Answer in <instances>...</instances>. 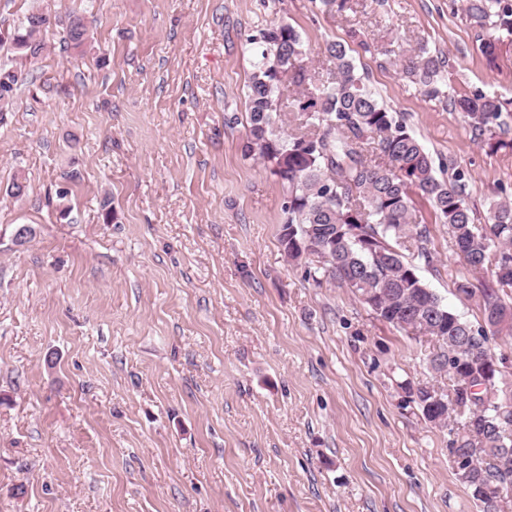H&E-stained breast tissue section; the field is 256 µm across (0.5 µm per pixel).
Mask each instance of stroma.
I'll return each instance as SVG.
<instances>
[{"label":"stroma","instance_id":"stroma-1","mask_svg":"<svg viewBox=\"0 0 512 512\" xmlns=\"http://www.w3.org/2000/svg\"><path fill=\"white\" fill-rule=\"evenodd\" d=\"M463 0H0V32L52 14L45 49H0L28 82L0 123V512H480L450 435L404 381L447 387L435 343L383 322L280 243L288 186L244 158L248 36L292 25L310 75L348 45L379 102L471 175L470 206L512 201V41ZM92 12L88 46L63 47ZM496 40V61L476 48ZM442 61L428 98L377 50ZM494 94L511 145L490 151L451 97ZM25 176L26 195L5 189ZM418 274L457 293L464 262L429 205ZM33 236L15 244L16 226Z\"/></svg>","mask_w":512,"mask_h":512}]
</instances>
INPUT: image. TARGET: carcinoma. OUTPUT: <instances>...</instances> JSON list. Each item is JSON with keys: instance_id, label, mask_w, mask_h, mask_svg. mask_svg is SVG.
<instances>
[{"instance_id": "1", "label": "carcinoma", "mask_w": 512, "mask_h": 512, "mask_svg": "<svg viewBox=\"0 0 512 512\" xmlns=\"http://www.w3.org/2000/svg\"><path fill=\"white\" fill-rule=\"evenodd\" d=\"M464 11L473 24L490 25L512 36V0H465ZM50 22L38 13L28 15L22 27L4 37L16 53L38 58L45 44L42 31ZM64 42L85 51L87 21L73 16ZM257 46L258 60L247 86L248 135L246 156L270 164L288 183V200L280 235L289 259L309 256L320 266L312 279L325 278L349 289L384 322L404 331L423 329L442 337L438 349L462 354L467 365L446 361L447 375L458 397L454 416L442 411L438 426L451 429V457L470 447L465 422L476 415L481 422V458L470 473H457L474 500L486 504L492 484L512 485V382L502 369L487 375L483 367L493 359L489 335H512V202L490 207L487 223H476L469 206L471 176L464 170L440 179L424 146L379 104L355 71L345 45L327 46L331 67L328 76L311 81L303 67L300 35L288 24L266 28L248 37ZM430 98L442 94L441 62L424 47L404 66ZM298 88L288 97V111L297 124L288 138L278 127L282 80ZM466 114L471 127L490 130L501 114L495 96L478 92L453 100ZM426 199L439 223L463 257L466 273L454 281L460 294H475V283L491 272L495 285L481 288L483 325L475 327L443 304L423 283L416 261L429 258L431 230L416 215L413 196ZM482 390L466 397L469 386ZM411 402L430 419L431 397L406 383Z\"/></svg>"}]
</instances>
